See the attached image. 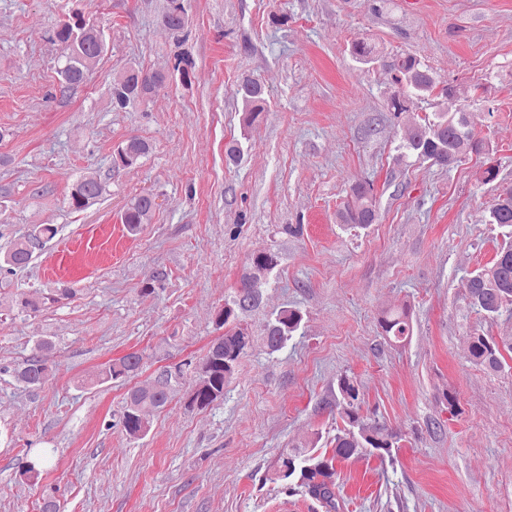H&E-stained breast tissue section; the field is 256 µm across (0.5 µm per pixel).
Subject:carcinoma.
Wrapping results in <instances>:
<instances>
[{
    "mask_svg": "<svg viewBox=\"0 0 512 512\" xmlns=\"http://www.w3.org/2000/svg\"><path fill=\"white\" fill-rule=\"evenodd\" d=\"M189 0H168V7L161 22L168 29L179 32L185 27ZM53 40L63 48L62 62L58 69L61 91L66 92L84 82L87 73L106 52L104 31L85 14L74 9L60 18L53 28ZM351 55L362 62L372 63L379 59L376 46L357 41L352 43ZM391 83L395 91L387 101L388 110L399 119L410 112L414 100L438 94L442 101L439 110L423 124H415L401 144V148L416 157L441 168H449L462 158L490 152L491 144L477 137L470 129L467 105L461 103L453 90L424 67L413 55L395 59L390 64ZM165 87L162 81L146 82L143 85L124 84L114 80L111 88L112 104L118 110L134 107ZM238 94L243 104V127L251 129L265 111L262 86L245 76L238 85ZM151 150L150 143L140 137L131 136L114 147L113 153L123 160V167L133 166ZM74 192L69 195V204L75 209H84L95 203L106 191V186L94 175H84L73 183ZM154 204L150 195L139 194L126 205L121 222L127 232L134 236L141 227L150 222ZM339 223L348 228H365L376 222L378 213L373 194V184L356 183L343 207L338 211ZM486 223L501 229L502 242L495 257L473 272L469 279L468 307L477 313L493 317L503 311L512 312V189L498 196L487 208ZM56 233L53 226L39 224L16 239L5 251L7 265L21 267L29 262L36 249ZM280 264L274 250H263L252 255L250 267L241 276L240 286L232 298L224 302V311L215 316L216 329L224 330L209 346L202 358L204 373L197 374L198 383L190 395V404L201 399L197 405L205 409L224 399V386L233 376L240 359L251 347L252 336L243 329H234L240 315L253 311L260 304L261 294L257 287V275H268ZM71 296V289H56L51 296H29L19 294L15 305L21 313H35L46 302L53 303ZM303 321L297 309H282L271 314L264 326L265 347L269 353L281 350L296 333ZM382 335L395 343H403L411 335L412 325L408 307L388 311L379 320ZM52 348L48 339L35 343V353L14 370L16 380L25 385H38L48 377V366L41 352ZM512 352V336H485L473 333L469 337L468 360L487 370L498 372L504 368L505 353ZM192 362L175 366V370L163 369L156 373L148 388H135L130 393L132 404L123 407L120 423L125 433L133 439H141L152 427L153 413L164 407L170 396L173 376L181 375L184 367ZM143 356L137 352L126 354L105 364L90 378L91 383L104 384L120 378H133L142 371ZM340 398L336 407L345 426L334 438L332 455L306 453L298 449L281 454L273 464L271 480L285 484V491L292 494L301 489L334 512L336 504V463L354 456H370L377 451L391 454L398 447L399 437L374 419L364 421L359 415L360 390L357 380L344 375L338 380ZM53 452L39 454V462L33 466L22 462L17 474L28 475V482L38 484L52 466Z\"/></svg>",
    "mask_w": 512,
    "mask_h": 512,
    "instance_id": "cac0c4a2",
    "label": "carcinoma"
}]
</instances>
